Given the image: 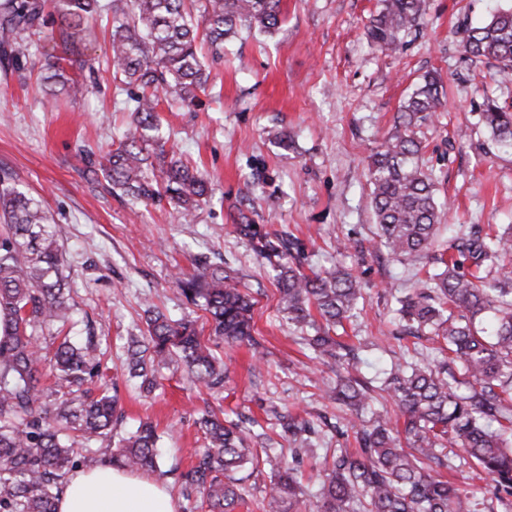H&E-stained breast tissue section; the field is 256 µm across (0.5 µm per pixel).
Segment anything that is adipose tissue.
I'll return each instance as SVG.
<instances>
[{
  "mask_svg": "<svg viewBox=\"0 0 512 512\" xmlns=\"http://www.w3.org/2000/svg\"><path fill=\"white\" fill-rule=\"evenodd\" d=\"M58 512H178L165 486L150 478L100 464L68 477Z\"/></svg>",
  "mask_w": 512,
  "mask_h": 512,
  "instance_id": "ef3b65f1",
  "label": "adipose tissue"
}]
</instances>
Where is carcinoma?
<instances>
[{"label":"carcinoma","instance_id":"1","mask_svg":"<svg viewBox=\"0 0 512 512\" xmlns=\"http://www.w3.org/2000/svg\"><path fill=\"white\" fill-rule=\"evenodd\" d=\"M368 26L371 43L397 51L422 19V0H380ZM57 23L61 55L47 63L42 81L76 98L83 86L66 77L65 62L82 54L95 38L102 11L112 12L111 74L131 94V123L117 149L107 153L101 171L108 185L135 199L165 200L183 220L207 202L208 186L199 171L165 148L158 107H190L209 83L201 61L203 47L224 56V41L238 29L274 32L281 22L280 0H0V46L19 61L33 37L47 24V5ZM462 47L474 63H488L501 79L512 77V7L502 8L462 33ZM443 107L433 75L401 104L394 126L370 156L377 245L399 261L429 255L436 243L443 204L436 179L420 163L416 129ZM479 120L492 139L512 148V103L488 100ZM51 219L41 203L0 176V512H57V494L74 468L95 467L87 454L76 460L75 446L115 440L112 464L130 470L158 467L159 435L143 421L121 434L117 393L102 389L92 398L83 386L101 376V358L92 336L78 343L64 337L54 354L57 391L64 396L49 410L39 406L37 343L56 322L69 319L62 275L64 258ZM234 231L275 272L279 309L288 324L309 333L316 358L339 367L336 385L325 395L353 416L367 405L368 382L360 379L354 348L330 333L350 319L362 298L357 277L343 269L308 274L300 240L252 224L244 215ZM448 256H432L435 268L399 299L398 313L409 328L424 330L444 343L448 355L429 360L414 350L412 360L391 368L387 389L399 420L380 417L355 430L356 451L335 448L322 457L315 512H474L455 482L426 469L433 462L454 469L437 454L460 446L493 483L503 512L512 509V225L499 233L455 236ZM496 269L487 281L481 272ZM175 283L190 301L201 303L214 333L230 342L255 343L254 303L219 268L203 265ZM129 374L139 390L152 393L156 372L181 363L197 383L224 387V362L202 340L194 320H174L147 310L146 329L127 339ZM207 444L187 474L209 512H234L242 500L238 474L257 468L256 440L264 436L216 414L201 418ZM297 447L291 459L314 456L305 447L310 426L282 420ZM272 466L264 512H305L295 467L265 454Z\"/></svg>","mask_w":512,"mask_h":512}]
</instances>
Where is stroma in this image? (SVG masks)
<instances>
[{
  "label": "stroma",
  "instance_id": "35a3bbf8",
  "mask_svg": "<svg viewBox=\"0 0 512 512\" xmlns=\"http://www.w3.org/2000/svg\"><path fill=\"white\" fill-rule=\"evenodd\" d=\"M512 0H424L423 18L399 52L368 42L378 0H281L286 17L275 33L242 29L208 60L209 88L197 105L162 109L167 150L198 167L209 196L188 224L167 203L132 200L110 190L99 164L116 149L131 121L129 97L117 93L105 61L111 37L97 33L70 67L86 82L75 100L47 99L40 76L58 54L47 25L20 69H0V173L42 200L53 218L65 260L72 313L55 331L94 336L125 413L122 432L152 422L161 437L159 481L179 512L201 507L185 497L181 476L206 444L196 420L212 410L229 419H254L264 445L291 448L277 415L291 414L317 428L316 448L354 447V434H336L342 408L323 398L335 385L334 364L315 359L300 331L278 309L272 269L236 235L239 215L269 230L298 237L306 270L340 267L361 281L363 311L337 329V340L358 347L374 391L366 417L395 416L382 390L384 373L404 362L413 337L397 339L395 298L424 277L428 258L397 261L376 250L377 227L367 167L390 131L403 100L426 72L437 73L446 107L420 128L422 160L437 177L447 205L438 235L449 246L474 227L490 232L512 224V150L499 147L478 120L485 99L512 101V81L492 79L485 65L467 60L462 29L486 20ZM286 131L292 149L275 144ZM348 243L337 254V242ZM223 266L255 300L256 344L203 338L228 369L223 389L193 383L177 364L162 369L154 394L129 379L125 343L145 327L147 305L175 319L204 322L175 284L201 262Z\"/></svg>",
  "mask_w": 512,
  "mask_h": 512
}]
</instances>
